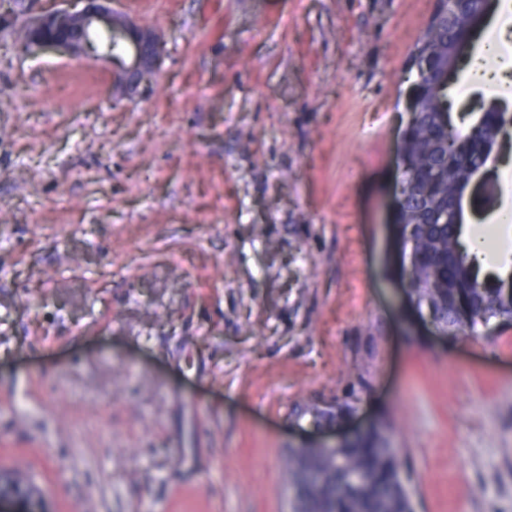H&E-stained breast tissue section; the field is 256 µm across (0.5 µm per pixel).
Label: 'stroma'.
<instances>
[{"label":"stroma","instance_id":"obj_1","mask_svg":"<svg viewBox=\"0 0 512 512\" xmlns=\"http://www.w3.org/2000/svg\"><path fill=\"white\" fill-rule=\"evenodd\" d=\"M435 7L115 0L164 45L133 90L0 26V465L55 512H288L294 404L352 396L392 419L417 512H512V323L433 336L398 286ZM450 95L512 104V75L470 66ZM496 172L472 224L512 251Z\"/></svg>","mask_w":512,"mask_h":512}]
</instances>
